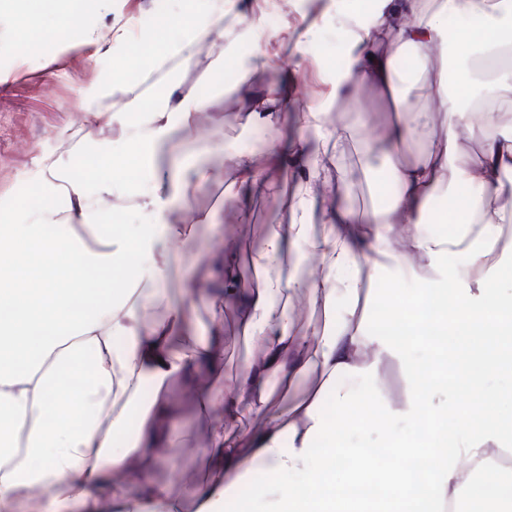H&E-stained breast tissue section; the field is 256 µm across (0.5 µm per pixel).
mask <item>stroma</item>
<instances>
[{
  "label": "stroma",
  "mask_w": 512,
  "mask_h": 512,
  "mask_svg": "<svg viewBox=\"0 0 512 512\" xmlns=\"http://www.w3.org/2000/svg\"><path fill=\"white\" fill-rule=\"evenodd\" d=\"M176 0H113L111 12L97 8L94 0L82 4L84 24L94 29L99 40L88 44L83 40L81 26L71 29L65 41L42 40L39 32L18 33L14 23H0V207L13 210L18 216L29 212L22 194L35 189L47 193L48 187L38 175L37 162L42 155H53L64 174L75 171L77 150L101 152L109 149L114 158L130 160L132 151L119 127L94 128L91 137L77 141L75 149L61 147V130L79 112L82 97L95 89L105 78L128 81L132 73L145 71L159 48L156 37L160 17L174 14ZM136 21L139 25L137 43L143 53L124 48L121 53L109 50L107 39L114 23ZM307 24L300 14L285 11L276 31L280 38L277 55L290 56L296 70L305 72L315 87L306 100H294L291 107L280 112L276 129L264 132L265 142L281 150L293 149L303 133L298 128L295 112L300 107H322L332 95L331 73L343 68L345 52L341 36L330 25L321 26L318 34L299 40L298 34ZM240 56L216 46L204 52L188 69L174 74L171 82L152 86V97L165 98L169 84H176L180 94L204 91L209 108L199 117L200 133L179 132V147L189 156L209 150L216 167H224V155L251 148L248 140H233L231 127L238 112L259 109L255 98L234 95L239 81ZM328 153H339V169L352 192L351 204L364 213L387 207L394 187L385 160L387 145H378L369 168H362L359 147H346L337 152L326 144ZM296 189L293 179L284 180L276 190L247 199L234 200L225 182L214 180L193 192L186 200L187 217L210 213L212 221L225 239L239 241L240 257L232 270L241 290L253 288L256 282L249 255L259 247L265 225L289 221V200ZM376 377L368 396V407L381 412L386 399L401 402L410 387L402 366L394 359L379 358ZM208 465L196 446L183 445L176 461H162L154 470L156 480L171 483L175 497H186L204 481Z\"/></svg>",
  "instance_id": "obj_1"
}]
</instances>
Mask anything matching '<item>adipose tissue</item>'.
I'll list each match as a JSON object with an SVG mask.
<instances>
[{
    "label": "adipose tissue",
    "instance_id": "1",
    "mask_svg": "<svg viewBox=\"0 0 512 512\" xmlns=\"http://www.w3.org/2000/svg\"><path fill=\"white\" fill-rule=\"evenodd\" d=\"M0 3L16 8L24 28L42 29L54 40L65 39L77 21L67 14L62 25L45 29L46 0ZM182 3L186 31L158 50L151 71L192 64L204 46L223 41L224 17L238 10V0ZM451 16L479 25L485 39L473 44L466 32L449 35ZM318 18L338 25L346 52V66L332 77L337 97L355 102L361 90L376 89L397 114L374 137L390 147L397 191L386 209L362 215L320 194L330 184L320 155H287L270 144L235 153L234 186L248 195L299 171L291 205L296 217L265 226L250 258L255 288L240 294L230 279L224 295L210 299L209 335L197 334L188 308L166 288L179 245L197 237L195 225L176 212L214 172L207 160L184 163L173 132L196 128L206 101L187 94L171 106H147L136 86L108 80L83 98L81 115L62 131V138L83 139L93 126L123 125L126 113L134 112L138 120L127 135L137 157L168 155L167 167L146 172L139 206L149 221L132 232L96 220L121 181L120 165L107 152L91 193L82 182L61 177L52 155L39 158L38 174L50 195L68 201L66 215L51 204L23 218L0 213V406L11 414L0 422V512H225L232 491L257 473L278 477L258 489L259 512H461L466 504L479 505L480 512H512V468L496 465L512 451V416L504 417L495 398L482 393L490 376L512 373V289L501 285L500 263L512 252V239L504 237L512 224V186L502 180L512 170V0H374L362 21L339 10L338 0H322ZM241 35L254 48L242 86L265 85V109L236 115L240 132L249 135L277 121L296 72L286 68L281 79L266 80L275 37L261 17H251ZM406 54L419 61L417 75L398 71ZM451 56L467 77V92L449 93L441 81ZM410 86L430 96L435 110L418 111L406 93ZM477 114L486 131L470 151L465 143ZM417 141L426 142L425 152L404 162ZM459 184L473 193L463 231L428 233L430 199ZM311 205L320 208L321 224L302 219ZM288 249L302 260L317 259L318 272H275ZM452 254L464 258L463 269L449 270ZM416 258L433 277L414 298L398 294L390 301L392 319L405 323L409 336L369 332L357 303L372 281L370 267L387 262L409 273ZM450 292L452 311L425 313V303ZM228 295L239 299L250 351L222 387L216 379L224 373ZM340 298L341 317L296 325L298 308L328 311ZM436 327L443 336L428 345L429 362L421 364L415 348ZM372 353L401 361L414 378L394 411L409 435L364 424L355 413L374 375ZM89 361L94 368L77 400L65 399L64 374ZM305 378L312 381L308 390L282 405L281 391ZM146 387L152 397L144 404L139 393ZM478 393L480 412L466 415L464 397ZM327 395L342 425L324 422ZM184 399L221 419L202 444L209 477L185 502L150 477L157 460L189 437L172 425ZM254 420L261 429L246 430ZM360 425L387 440L400 460L399 467H383L368 454H355L349 477L384 486L383 496L371 502L326 494L336 470L313 448L320 434Z\"/></svg>",
    "mask_w": 512,
    "mask_h": 512
}]
</instances>
